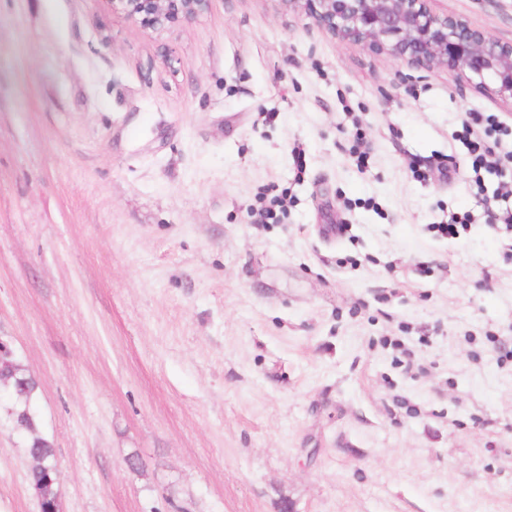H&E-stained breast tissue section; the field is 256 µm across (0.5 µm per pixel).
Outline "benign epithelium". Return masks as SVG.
Segmentation results:
<instances>
[{
  "label": "benign epithelium",
  "instance_id": "benign-epithelium-1",
  "mask_svg": "<svg viewBox=\"0 0 512 512\" xmlns=\"http://www.w3.org/2000/svg\"><path fill=\"white\" fill-rule=\"evenodd\" d=\"M110 9L162 30L204 12L210 0H106ZM308 13L333 37L412 68H445L512 103V39H499L467 18L437 13L431 0H283Z\"/></svg>",
  "mask_w": 512,
  "mask_h": 512
}]
</instances>
